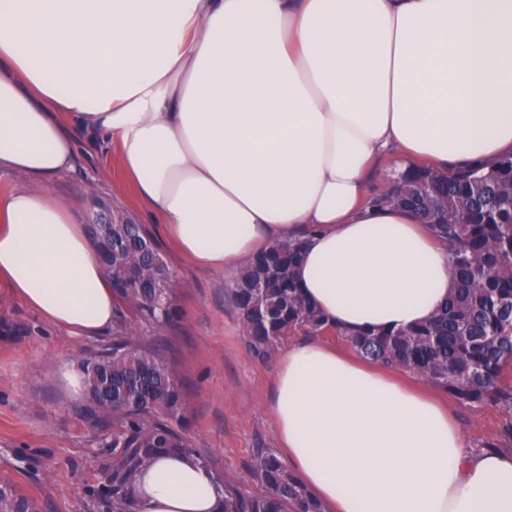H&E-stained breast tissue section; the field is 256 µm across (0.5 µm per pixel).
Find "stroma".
Returning a JSON list of instances; mask_svg holds the SVG:
<instances>
[{"label": "stroma", "mask_w": 512, "mask_h": 512, "mask_svg": "<svg viewBox=\"0 0 512 512\" xmlns=\"http://www.w3.org/2000/svg\"><path fill=\"white\" fill-rule=\"evenodd\" d=\"M50 191L70 205L76 223L108 207L148 225L177 283L180 319L164 336L148 328L139 335L169 359L186 404L180 430L210 474L256 490L254 454L279 445L270 407L277 363L251 352L226 294L230 277L196 266L151 223L111 147L84 145ZM112 336L53 326L0 283V477H10L40 512H112V426L92 415L77 384L81 360L110 346ZM452 404L474 447L512 449L504 435L512 414Z\"/></svg>", "instance_id": "1"}]
</instances>
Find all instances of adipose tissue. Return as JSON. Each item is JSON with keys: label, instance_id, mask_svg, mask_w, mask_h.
Listing matches in <instances>:
<instances>
[{"label": "adipose tissue", "instance_id": "obj_1", "mask_svg": "<svg viewBox=\"0 0 512 512\" xmlns=\"http://www.w3.org/2000/svg\"><path fill=\"white\" fill-rule=\"evenodd\" d=\"M115 146L153 223L228 275L300 240L296 280L338 329L428 321L450 251L410 210L366 204L399 170L512 155V0H0V282L47 322L112 324V283L51 181L82 139ZM284 461L329 512H512V452L451 409L309 338L277 363ZM179 456L133 512H222Z\"/></svg>", "mask_w": 512, "mask_h": 512}]
</instances>
